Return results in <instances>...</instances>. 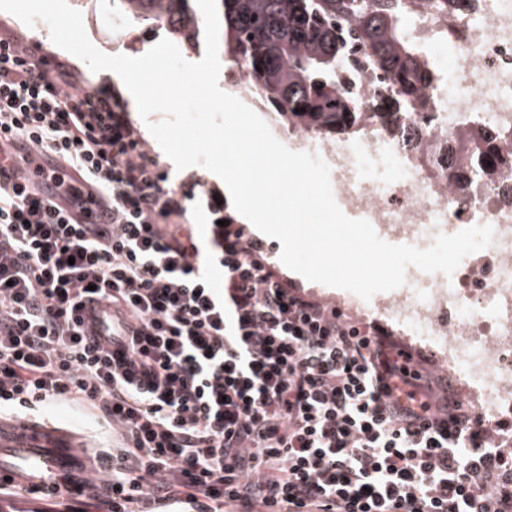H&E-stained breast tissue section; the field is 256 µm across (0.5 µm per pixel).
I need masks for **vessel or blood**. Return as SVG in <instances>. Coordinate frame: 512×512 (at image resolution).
<instances>
[{"label":"vessel or blood","instance_id":"obj_1","mask_svg":"<svg viewBox=\"0 0 512 512\" xmlns=\"http://www.w3.org/2000/svg\"><path fill=\"white\" fill-rule=\"evenodd\" d=\"M80 438L60 426L18 420L0 429V478L12 477L27 485H53L57 472L68 471Z\"/></svg>","mask_w":512,"mask_h":512}]
</instances>
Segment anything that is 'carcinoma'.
<instances>
[{"instance_id": "1", "label": "carcinoma", "mask_w": 512, "mask_h": 512, "mask_svg": "<svg viewBox=\"0 0 512 512\" xmlns=\"http://www.w3.org/2000/svg\"><path fill=\"white\" fill-rule=\"evenodd\" d=\"M223 10L224 50L251 89L291 128L327 138L357 131L361 103L342 86L358 79L355 59L363 54L375 75L366 105L382 128L408 104L426 106L428 75L424 50L408 35L412 16L395 0H217ZM122 14L166 29L176 40L196 45L199 20L190 0H119ZM500 132L489 126L467 139L469 169L493 176L500 165ZM492 165H487V162Z\"/></svg>"}]
</instances>
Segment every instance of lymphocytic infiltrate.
Segmentation results:
<instances>
[{
  "label": "lymphocytic infiltrate",
  "instance_id": "obj_1",
  "mask_svg": "<svg viewBox=\"0 0 512 512\" xmlns=\"http://www.w3.org/2000/svg\"><path fill=\"white\" fill-rule=\"evenodd\" d=\"M13 141L44 162L0 157V411L68 400L125 439L63 512H512V448L429 359L298 291L220 193L170 183L116 94L0 36Z\"/></svg>",
  "mask_w": 512,
  "mask_h": 512
}]
</instances>
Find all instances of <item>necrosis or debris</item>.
Here are the masks:
<instances>
[{
    "label": "necrosis or debris",
    "instance_id": "obj_1",
    "mask_svg": "<svg viewBox=\"0 0 512 512\" xmlns=\"http://www.w3.org/2000/svg\"><path fill=\"white\" fill-rule=\"evenodd\" d=\"M403 2L426 51L424 95L437 120L422 126L404 117L390 135L366 118L348 140L313 130L294 131L293 139L329 166L342 212L369 221L386 242L425 249L440 234L492 227L491 243L452 275L411 266L402 286L352 298L351 308L403 327L410 346L435 356L494 430L512 419V167L462 190L434 157L463 145L467 117L504 130L500 149L512 153V0H455L442 11L433 0Z\"/></svg>",
    "mask_w": 512,
    "mask_h": 512
}]
</instances>
